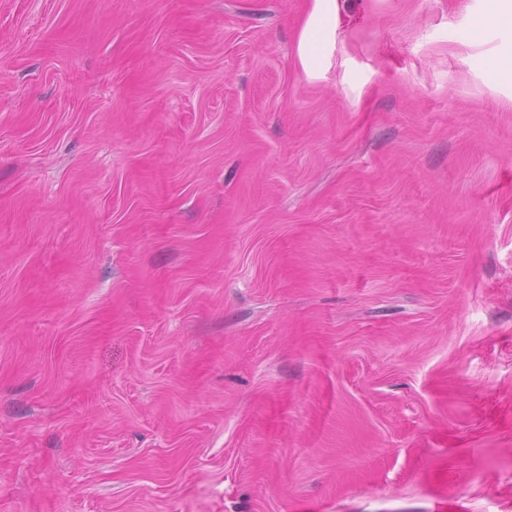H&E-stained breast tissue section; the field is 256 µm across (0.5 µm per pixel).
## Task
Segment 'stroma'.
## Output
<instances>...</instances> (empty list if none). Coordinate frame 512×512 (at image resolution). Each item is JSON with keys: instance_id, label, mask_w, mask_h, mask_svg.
<instances>
[{"instance_id": "stroma-1", "label": "stroma", "mask_w": 512, "mask_h": 512, "mask_svg": "<svg viewBox=\"0 0 512 512\" xmlns=\"http://www.w3.org/2000/svg\"><path fill=\"white\" fill-rule=\"evenodd\" d=\"M312 7L0 0V512H512V37ZM334 3L335 0H313V8L300 39L301 59L305 68L317 64L325 53L328 22Z\"/></svg>"}]
</instances>
